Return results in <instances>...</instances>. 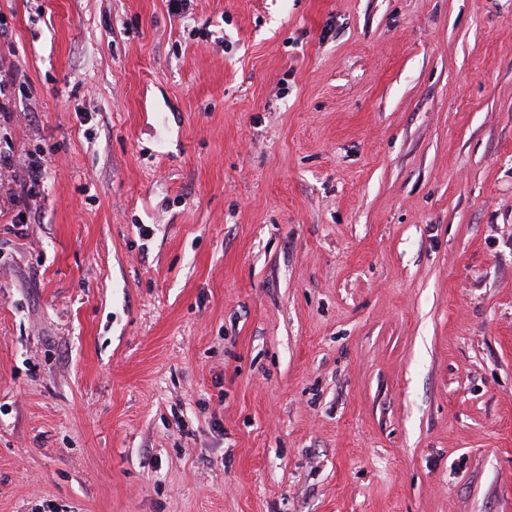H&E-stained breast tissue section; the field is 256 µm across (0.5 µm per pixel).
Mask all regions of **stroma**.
<instances>
[{"instance_id": "obj_1", "label": "stroma", "mask_w": 512, "mask_h": 512, "mask_svg": "<svg viewBox=\"0 0 512 512\" xmlns=\"http://www.w3.org/2000/svg\"><path fill=\"white\" fill-rule=\"evenodd\" d=\"M0 512H512V0H0Z\"/></svg>"}]
</instances>
